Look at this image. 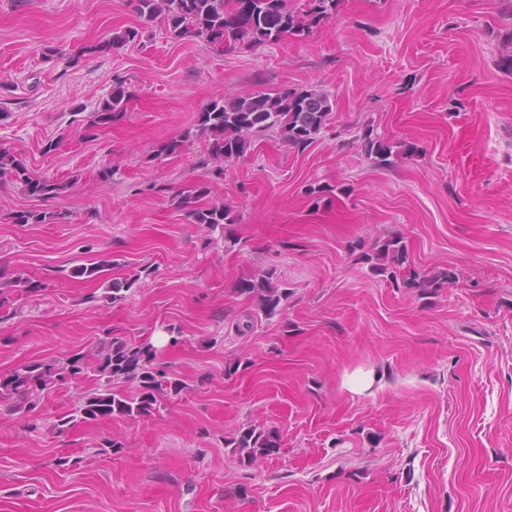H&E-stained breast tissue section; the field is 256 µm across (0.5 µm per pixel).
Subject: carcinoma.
<instances>
[{
    "instance_id": "cac0c4a2",
    "label": "carcinoma",
    "mask_w": 512,
    "mask_h": 512,
    "mask_svg": "<svg viewBox=\"0 0 512 512\" xmlns=\"http://www.w3.org/2000/svg\"><path fill=\"white\" fill-rule=\"evenodd\" d=\"M134 9L145 25L157 24L166 38L181 40L196 37L206 41L217 51H231L242 47L256 48L272 44L285 36L306 38L314 28L336 16L338 0H308L307 9L295 10L291 0H133ZM141 37L139 29L129 27L112 34L107 45H125ZM130 94L121 84L113 86L91 124L106 127L127 112ZM333 104L329 95L316 88L283 87L274 92H254L246 95L214 100L198 113L196 133L208 138L210 154L222 163L244 156L252 139L277 134L280 139L301 152L311 146L329 124ZM367 158L380 167L394 164L401 151L365 129L357 136ZM0 177L21 185L33 196H54L61 185L49 177H35L7 151H0ZM208 193L199 183L188 193H180L177 203L188 211L192 222L208 229H223L236 223V217L225 208L199 204ZM57 220L53 212L20 214L17 222L52 224ZM409 251L404 238L390 236L362 251V259L371 270L397 288H414L423 295L437 293L456 283V273L450 269L432 275L420 273L409 265ZM274 272L266 271L254 279L237 284L235 292L253 301L267 316L276 315L281 303L288 299V290L278 288ZM158 349L145 339L130 342L118 337L99 340L95 353H77L65 359L32 361L17 366L9 375L0 377V404H11L19 409L33 408L58 385L77 380L91 371L101 383L93 392L79 397L78 405L58 420L56 428L64 433L79 422L119 415L143 417L152 414L161 405V399L178 394L184 386L178 379H170L157 368ZM128 380L138 383L134 395L115 389L113 381ZM229 445L236 448L239 457L249 460L275 455L280 449L276 432L247 427L238 431Z\"/></svg>"
}]
</instances>
